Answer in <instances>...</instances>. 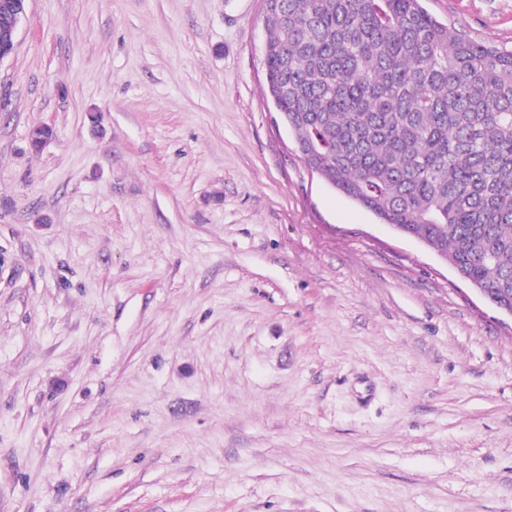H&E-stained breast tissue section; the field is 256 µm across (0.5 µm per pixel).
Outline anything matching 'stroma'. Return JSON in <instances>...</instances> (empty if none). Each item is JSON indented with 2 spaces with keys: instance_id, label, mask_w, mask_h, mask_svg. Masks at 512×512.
I'll list each match as a JSON object with an SVG mask.
<instances>
[{
  "instance_id": "obj_1",
  "label": "stroma",
  "mask_w": 512,
  "mask_h": 512,
  "mask_svg": "<svg viewBox=\"0 0 512 512\" xmlns=\"http://www.w3.org/2000/svg\"><path fill=\"white\" fill-rule=\"evenodd\" d=\"M423 5L512 50V0ZM265 42L263 0H27L0 512H512V317L303 162Z\"/></svg>"
}]
</instances>
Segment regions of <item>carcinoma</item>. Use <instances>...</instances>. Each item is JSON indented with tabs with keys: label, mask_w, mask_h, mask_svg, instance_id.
I'll list each match as a JSON object with an SVG mask.
<instances>
[{
	"label": "carcinoma",
	"mask_w": 512,
	"mask_h": 512,
	"mask_svg": "<svg viewBox=\"0 0 512 512\" xmlns=\"http://www.w3.org/2000/svg\"><path fill=\"white\" fill-rule=\"evenodd\" d=\"M269 92L309 166L512 306V51L420 0H269Z\"/></svg>",
	"instance_id": "cac0c4a2"
}]
</instances>
